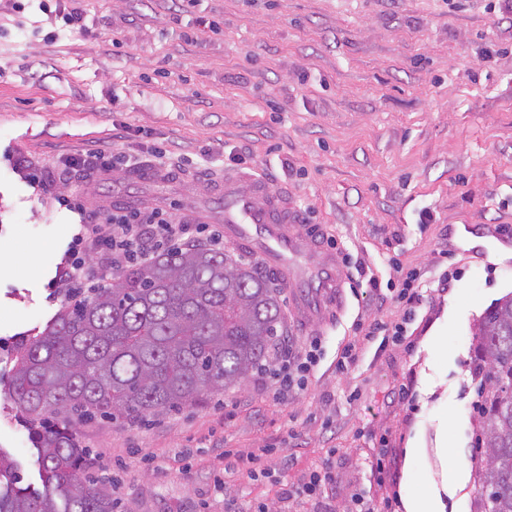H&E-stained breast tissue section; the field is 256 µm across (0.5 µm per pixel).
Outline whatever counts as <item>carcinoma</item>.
I'll use <instances>...</instances> for the list:
<instances>
[{
	"instance_id": "obj_1",
	"label": "carcinoma",
	"mask_w": 512,
	"mask_h": 512,
	"mask_svg": "<svg viewBox=\"0 0 512 512\" xmlns=\"http://www.w3.org/2000/svg\"><path fill=\"white\" fill-rule=\"evenodd\" d=\"M280 321L278 295L253 265L203 247L157 254L86 295H65L40 335L12 345L9 390L44 492L19 485L0 456V512H115L112 493L82 478L90 453L62 419H139L241 386L277 345ZM475 336L484 380L474 512H512V296L484 313Z\"/></svg>"
}]
</instances>
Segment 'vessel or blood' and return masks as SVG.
Wrapping results in <instances>:
<instances>
[{
  "label": "vessel or blood",
  "instance_id": "vessel-or-blood-1",
  "mask_svg": "<svg viewBox=\"0 0 512 512\" xmlns=\"http://www.w3.org/2000/svg\"><path fill=\"white\" fill-rule=\"evenodd\" d=\"M224 222L225 235L270 263L280 279L293 278L296 261H304L310 284L302 306L311 323L324 325L341 313L344 268L335 250L325 246L320 226L299 223L285 195L259 179L247 188L225 182Z\"/></svg>",
  "mask_w": 512,
  "mask_h": 512
}]
</instances>
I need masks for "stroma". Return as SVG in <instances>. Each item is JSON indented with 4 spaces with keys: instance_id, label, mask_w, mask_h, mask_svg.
<instances>
[{
    "instance_id": "35a3bbf8",
    "label": "stroma",
    "mask_w": 512,
    "mask_h": 512,
    "mask_svg": "<svg viewBox=\"0 0 512 512\" xmlns=\"http://www.w3.org/2000/svg\"><path fill=\"white\" fill-rule=\"evenodd\" d=\"M0 0V450L41 489L36 451L6 396L11 346L41 332L81 223L157 208L224 226V178L286 189L307 224L341 240L357 291L313 332L279 289L283 348L312 336L322 358L305 389L272 399L259 375L141 419L75 423L92 471L121 512H242L274 503L331 461L337 496L380 500L372 448L388 439L401 498L439 493L474 512L478 422L475 329L512 294V0H198L218 34L176 23L177 0H81L88 33L27 0ZM130 165L67 166L90 146ZM68 205H60L59 197ZM431 211L433 223L419 221ZM458 274L443 286L447 268ZM420 275L413 349L370 346L335 371L354 322L400 320L389 283ZM377 288H369V278ZM269 449V476L226 492L224 452ZM465 462L456 483L448 474Z\"/></svg>"
}]
</instances>
